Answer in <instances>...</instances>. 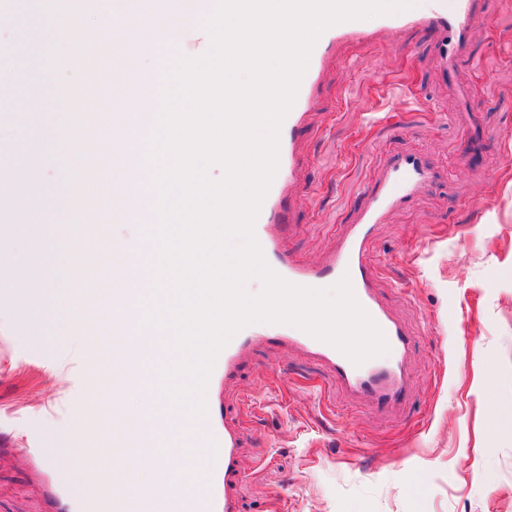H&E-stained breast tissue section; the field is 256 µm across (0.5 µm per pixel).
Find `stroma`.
<instances>
[{
  "instance_id": "stroma-1",
  "label": "stroma",
  "mask_w": 512,
  "mask_h": 512,
  "mask_svg": "<svg viewBox=\"0 0 512 512\" xmlns=\"http://www.w3.org/2000/svg\"><path fill=\"white\" fill-rule=\"evenodd\" d=\"M54 0H15L21 21L47 30L44 65L0 59L15 106L39 85L47 110L67 104L73 59L62 56ZM436 35L376 33L327 63L318 102L297 149L301 183L289 190L288 249L316 264L396 155L417 153L436 182L415 194L372 241L379 286L417 339L411 401L381 419L339 393L304 353L250 350L235 390L240 410V512H512V0H487L451 79H442ZM468 99H461V92ZM87 342L55 326L23 338L10 293L0 291V512H78L82 476L61 480L51 448L73 445L74 411L89 391L98 332Z\"/></svg>"
}]
</instances>
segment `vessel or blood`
Listing matches in <instances>:
<instances>
[{
    "label": "vessel or blood",
    "instance_id": "1",
    "mask_svg": "<svg viewBox=\"0 0 512 512\" xmlns=\"http://www.w3.org/2000/svg\"><path fill=\"white\" fill-rule=\"evenodd\" d=\"M481 0H420L407 11L377 17L380 29L398 32L427 28L438 36L443 71L454 70L466 44L467 30ZM369 42L370 34L356 22L328 28L316 42L295 103L284 119L279 136V166L262 203L254 232L267 264L285 280L307 287L338 282L349 276L356 299L383 331L389 345L385 355L354 365L333 346L288 324L253 323L238 331L218 354L208 380V414L195 427L189 442H182L161 404H149L140 416L103 429L99 444L120 449L124 464L154 455L157 448L171 449V466H198L196 482L173 490L168 475L153 484L124 490L122 484L101 488L95 498L97 512H239L232 492L240 477L241 422L230 416L227 402L242 358L256 344L270 343L298 350L327 367L337 390L372 411L389 414L407 408L410 396L408 359L416 338L388 308L378 288L382 266L371 252L378 224L420 189L432 184L436 172L419 155L393 157L382 180L369 191L366 205L347 230L335 252L319 264L301 261L289 253L288 188L300 179L296 138L306 113L316 102L315 89L322 69L337 45L345 41ZM152 244L139 239L125 249L124 265L112 275V289L124 298V315L113 350L141 360L144 353L162 354L163 331H146L143 307L152 296L148 269L133 271L139 255L153 253Z\"/></svg>",
    "mask_w": 512,
    "mask_h": 512
}]
</instances>
